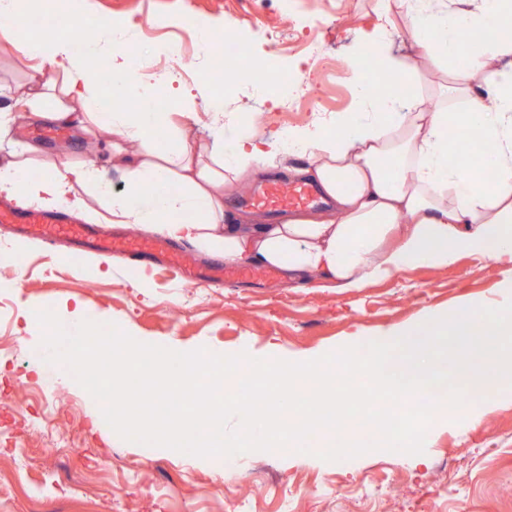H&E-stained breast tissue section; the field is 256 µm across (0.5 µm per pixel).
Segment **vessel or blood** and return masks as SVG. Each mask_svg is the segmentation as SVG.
<instances>
[{
  "label": "vessel or blood",
  "mask_w": 512,
  "mask_h": 512,
  "mask_svg": "<svg viewBox=\"0 0 512 512\" xmlns=\"http://www.w3.org/2000/svg\"><path fill=\"white\" fill-rule=\"evenodd\" d=\"M318 200L319 194L313 186L296 184L285 187L277 182L270 183L248 198L250 204L273 213L306 209L316 204ZM0 223L19 226L49 248L56 244L60 233L64 232L73 241L94 252L105 254L123 252L137 262L156 261L178 268L181 275L191 282L205 281L218 286L225 282L222 265H183L180 250L160 237L132 242L113 236L97 227L74 225L72 216L62 212L48 214L40 210L12 206L5 209L0 207Z\"/></svg>",
  "instance_id": "1"
}]
</instances>
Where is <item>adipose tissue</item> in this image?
Here are the masks:
<instances>
[{
    "label": "adipose tissue",
    "mask_w": 512,
    "mask_h": 512,
    "mask_svg": "<svg viewBox=\"0 0 512 512\" xmlns=\"http://www.w3.org/2000/svg\"><path fill=\"white\" fill-rule=\"evenodd\" d=\"M373 0L382 17L399 14L414 56L394 55L381 33H365L355 57H376L389 84L376 92L368 71L352 66L354 105L324 124L289 129L273 142L242 134L232 150L187 143L174 116L196 122L200 105L182 96L175 112L132 111L173 76L142 79L134 53L120 40L103 50L99 37L80 43L47 32L29 38L24 0H0V48L39 65L26 88L11 89L23 103L46 101L63 72L65 105L47 118L77 121L87 132L111 118L113 155L123 161L124 188L113 192L94 162L59 156L39 181L26 176V159L0 164V193L29 202L85 210L81 186L103 197L116 224L147 226L223 257L279 268L289 280H324L362 289L418 266L440 267L459 255L512 261V0ZM474 33L460 41L459 30ZM108 53L112 92L99 93L91 58ZM453 69V83L425 93L420 68ZM479 132L485 149L479 170L449 164L450 145ZM137 142V153L124 145ZM309 160L297 177L319 185L329 200L315 214L292 213L268 222L257 213H229L226 194L257 171L289 156Z\"/></svg>",
    "instance_id": "adipose-tissue-1"
}]
</instances>
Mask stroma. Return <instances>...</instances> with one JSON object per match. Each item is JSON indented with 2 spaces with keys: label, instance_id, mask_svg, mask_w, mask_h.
Instances as JSON below:
<instances>
[{
  "label": "stroma",
  "instance_id": "35a3bbf8",
  "mask_svg": "<svg viewBox=\"0 0 512 512\" xmlns=\"http://www.w3.org/2000/svg\"><path fill=\"white\" fill-rule=\"evenodd\" d=\"M324 0H92L97 17L137 19L126 33L131 50L149 47L153 59L182 44L183 68L205 71L195 20L223 22L242 42L236 69L243 83L175 82L198 99L223 95L231 110L222 131L192 124L198 144L231 146L256 113L252 129L276 139L281 130L315 122L291 112L289 101L320 98L334 111L352 108L350 63L360 32L377 28L371 0H339L334 22L322 21ZM303 43L300 53L275 54L265 34ZM42 118L22 112L0 158L37 148L27 170L36 180L63 153L94 160L114 191L124 186L121 162L107 148L91 150L82 128L64 137L34 133ZM15 254L20 276L0 288V512H512V397L471 427L437 428L425 445L426 465L411 468L403 452L379 450L349 462L309 453H244L227 472L219 458H202L123 440L95 400L60 365L47 363L36 310L61 321L109 320L142 342L174 350L208 348L256 358L297 360L324 355L356 332L370 335L416 322L425 312L476 299H500L512 284V264L474 256L445 267H417L351 292L323 282L305 286L283 273L254 272L215 287L184 281L170 267H140L128 256L75 254L69 240L48 249L0 223V254Z\"/></svg>",
  "mask_w": 512,
  "mask_h": 512
}]
</instances>
